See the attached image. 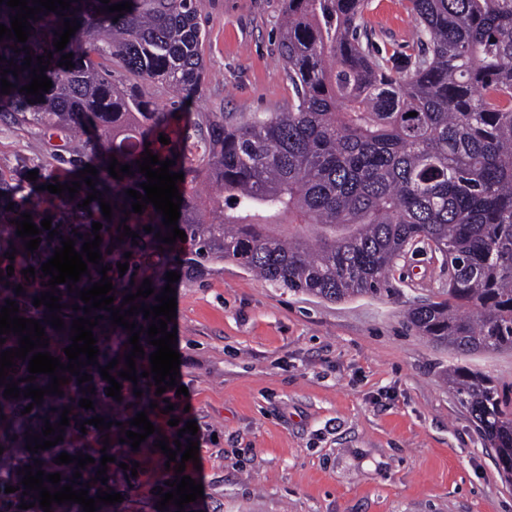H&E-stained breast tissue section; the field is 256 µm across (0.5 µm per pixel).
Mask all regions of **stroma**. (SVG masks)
Masks as SVG:
<instances>
[{
	"label": "stroma",
	"mask_w": 512,
	"mask_h": 512,
	"mask_svg": "<svg viewBox=\"0 0 512 512\" xmlns=\"http://www.w3.org/2000/svg\"><path fill=\"white\" fill-rule=\"evenodd\" d=\"M286 0H200L205 72L190 104L170 106L166 152L201 112H282L294 93L279 56ZM370 49L402 64L417 50L406 0H369ZM89 145L0 112V207L34 223L86 224L84 193H49L98 165ZM37 180H29V171ZM179 382L172 415L148 412L162 435L169 418L196 421L198 463L185 473L203 496L165 512H512L501 476L467 409L448 384L466 366L512 383V350L459 354L410 327L409 308L441 300L448 267L426 244L388 273L385 293L329 302L289 291L230 261L173 264ZM106 450L112 512H158V486L170 480L166 456L149 435L139 449L120 426L138 399L123 384ZM137 471H130V464Z\"/></svg>",
	"instance_id": "35a3bbf8"
}]
</instances>
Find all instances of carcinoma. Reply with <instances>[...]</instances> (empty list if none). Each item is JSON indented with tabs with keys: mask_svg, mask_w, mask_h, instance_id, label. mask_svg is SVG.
Listing matches in <instances>:
<instances>
[{
	"mask_svg": "<svg viewBox=\"0 0 512 512\" xmlns=\"http://www.w3.org/2000/svg\"><path fill=\"white\" fill-rule=\"evenodd\" d=\"M131 10L109 12L100 0H74L60 16L41 12L29 20L26 43L0 41V68L20 66L32 56L31 67L18 76L6 74L14 84L0 93V107L17 113L22 121L67 128L81 135L85 125L96 128L90 145L97 151L101 170L96 190L110 203L113 217L99 235L102 260L88 264L75 287L92 286L102 279L101 266L112 265L116 300L148 278L154 293L136 302L157 305L156 295L166 285L164 260L170 251L189 247V262L211 259L233 261L265 280L290 291L337 302L385 290L387 274L414 245L425 243L448 264V298L409 310L407 323L460 354L512 349V0H408L418 48L414 59L394 69L373 57L363 46L365 0H288L287 19L279 30V50L294 98L286 112H210L173 144L167 154L172 173L184 174L177 182L182 197L178 228L186 234L174 244L155 238L170 228L152 204L143 213L132 212L134 199L125 190L142 191L147 178L136 161L145 156L143 129L164 122L165 114L152 101L161 85L178 101L193 94L203 77V31L198 21V0H129ZM80 23L61 51L53 42L63 22ZM30 48V52L23 48ZM52 53L45 75L52 87L43 97L26 95L37 57ZM73 54L74 67L58 66L61 56ZM121 71L135 78L126 88L114 79ZM416 116L410 117L408 113ZM131 165L133 174L111 177V158ZM199 180L216 185L224 200L216 201L203 218L187 184ZM288 216L293 230H275L276 218ZM14 215L0 211V235L9 234L17 249L11 265L35 268V280L14 273L0 280V307L11 299L17 315L42 321L46 351L68 363L63 349L70 346L72 320L84 315L85 303L57 285L65 305L58 331L44 322L48 308L33 306L34 297L50 287H39L41 266L62 247L60 237L75 240L81 251L85 239H95L90 224H53L39 234L37 250L25 249L17 236ZM126 223L139 234L138 244L126 236ZM154 231L148 233L144 227ZM112 253H106V250ZM131 258H124L125 253ZM129 263L123 277L114 276L117 263ZM24 292L16 295V285ZM78 304L80 310L68 308ZM105 319L93 328L99 349L98 364L81 372L92 381L60 386L64 394L32 398H4L6 384L21 380L19 390L45 387L50 376H29L28 361L14 359L17 372L0 385V512H44L36 491L23 494L25 470L61 473L60 485L91 483L89 497L102 482L92 483L98 468L88 464L72 483L76 464L54 463L65 451L71 456H95L87 445L101 436L99 429L78 425L94 416L107 418L113 397L99 367L131 352L129 331L106 319L110 312L94 309ZM112 330L124 350L117 351L99 333ZM448 383L477 423L498 464L512 477V384L456 366L448 369ZM94 385L95 393H83ZM93 401L86 410L79 400ZM31 412L23 413L28 405ZM71 409L70 425L57 445L31 453L26 434H40L44 418L54 425L64 407ZM43 465L34 467V460ZM17 488L5 493V487ZM32 503L27 510L21 503Z\"/></svg>",
	"mask_w": 512,
	"mask_h": 512,
	"instance_id": "1",
	"label": "carcinoma"
}]
</instances>
